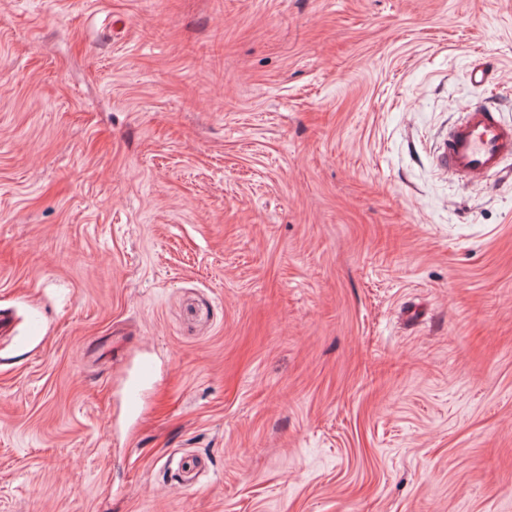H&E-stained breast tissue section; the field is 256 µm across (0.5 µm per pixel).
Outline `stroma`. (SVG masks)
I'll return each instance as SVG.
<instances>
[{
	"label": "stroma",
	"mask_w": 512,
	"mask_h": 512,
	"mask_svg": "<svg viewBox=\"0 0 512 512\" xmlns=\"http://www.w3.org/2000/svg\"><path fill=\"white\" fill-rule=\"evenodd\" d=\"M476 101L512 0H0V512H512ZM512 159V124L484 104L467 107L466 116L444 140L439 162L451 173L469 181L505 169Z\"/></svg>",
	"instance_id": "35a3bbf8"
}]
</instances>
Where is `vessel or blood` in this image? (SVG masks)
<instances>
[{"mask_svg": "<svg viewBox=\"0 0 512 512\" xmlns=\"http://www.w3.org/2000/svg\"><path fill=\"white\" fill-rule=\"evenodd\" d=\"M512 159V123L500 119L496 109L485 104L468 106L466 116L444 140L439 162L466 180L479 181L502 172Z\"/></svg>", "mask_w": 512, "mask_h": 512, "instance_id": "1", "label": "vessel or blood"}]
</instances>
